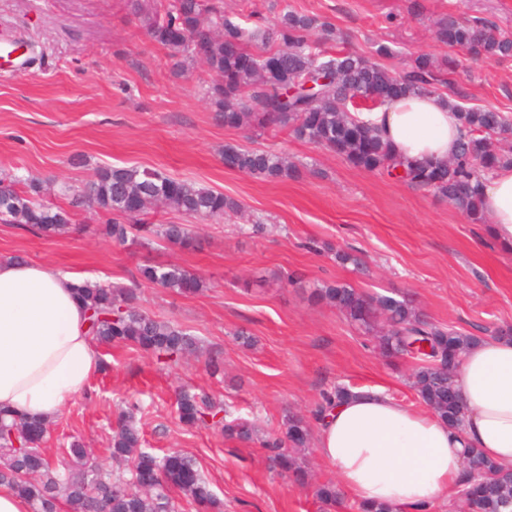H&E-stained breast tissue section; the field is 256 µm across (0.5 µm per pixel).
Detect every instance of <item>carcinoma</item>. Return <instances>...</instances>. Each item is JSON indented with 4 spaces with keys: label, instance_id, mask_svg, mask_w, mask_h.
I'll return each mask as SVG.
<instances>
[{
    "label": "carcinoma",
    "instance_id": "carcinoma-1",
    "mask_svg": "<svg viewBox=\"0 0 512 512\" xmlns=\"http://www.w3.org/2000/svg\"><path fill=\"white\" fill-rule=\"evenodd\" d=\"M131 2L147 32L168 50L176 70L181 72L192 62L210 73L207 94L224 126L239 128L253 122L260 128L287 129L299 139L344 156L356 168L382 170L389 176L400 168L402 181L447 199L474 223L485 221L480 210L484 182L478 171L490 174L500 166H512V154L494 145V140L512 136L511 116L451 102L464 134L455 156L445 162L401 159L373 127L350 116L409 93H435L440 86L453 89L444 74L454 73V61L445 72L421 55L397 75L363 55L323 48V42L336 39L335 28L288 9L276 28L263 29L242 26L211 0H159L153 7L144 6L143 0ZM435 38L472 57L512 58V32L488 21L462 23L450 14L436 23ZM224 165L270 181L293 172V164L281 152L234 145L224 148ZM16 183L12 178L0 179L1 223L28 226L46 236L68 232L69 211L40 200V186L31 184L20 191ZM77 203L132 218L157 206L210 218L241 210L237 201L220 192L138 166L98 169ZM133 230L135 225L116 219L104 226L106 237L119 244L131 239ZM153 233L173 246L192 243L185 224H159ZM140 275L158 288L180 294L204 288L200 276L177 265L145 266ZM78 294L90 311V335L99 344L132 346L167 365L198 351L196 338L186 330L144 313L132 290L116 291L86 281ZM312 297L375 333L386 356L411 359L413 389L420 402L450 426L462 423L464 408L449 394L448 380L477 337L433 323L407 299L365 294L345 283L316 286ZM177 410L186 424L217 428L230 440L254 441L248 422L227 419L224 407L206 396L183 391ZM47 432L46 422L0 410V483L29 499L32 512H59L62 502L70 512H174L173 489L205 509L221 512L192 458L177 451L158 457L143 448L131 410L112 428L109 448L113 462L129 465L126 477L98 466L59 467L43 451ZM309 435L307 421L293 415L282 436L270 435L262 441L272 463L302 487L310 474L291 449L304 447ZM466 461L465 472L491 475L485 483L469 484V507L474 512H504V507L512 506V471L475 450ZM316 495L326 512L340 503L332 485L319 487Z\"/></svg>",
    "mask_w": 512,
    "mask_h": 512
}]
</instances>
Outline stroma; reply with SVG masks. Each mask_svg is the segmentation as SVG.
Returning a JSON list of instances; mask_svg holds the SVG:
<instances>
[{"label":"stroma","mask_w":512,"mask_h":512,"mask_svg":"<svg viewBox=\"0 0 512 512\" xmlns=\"http://www.w3.org/2000/svg\"><path fill=\"white\" fill-rule=\"evenodd\" d=\"M245 25H274L290 9L328 22L339 45L401 71L417 56L455 57L454 89L467 105L512 112V58L472 59L436 41L446 14L487 19L512 31V0H221ZM0 37L26 57L23 73L0 78V177L39 182L41 197L69 207L73 193L106 166H139L199 183L239 201L243 217L190 218L168 208L142 224H189L184 250L160 239L112 243L110 216L75 209L74 230L46 237L0 223V257L71 271L136 289L148 314L196 336L201 352L166 366L124 346H100L101 372L49 423L47 455L83 441L92 465L111 466L112 426L130 404L145 448L195 458L222 512H322L316 485L335 481L317 438L296 451L312 473L298 487L271 469L260 445L225 440L180 423V388L206 393L249 419L260 434H282L296 414L315 421L323 393L381 387L406 405L419 401L410 361L384 357L373 335L334 307L310 299L314 284L343 282L369 294L396 293L434 322L480 338L512 334V252L486 225L382 171L353 167L287 131L224 126L196 63L176 73L166 49L143 28L128 0H0ZM228 144L273 148L297 171L267 181L224 165ZM358 253L365 270L340 263ZM177 264L206 286L180 295L141 283L144 265ZM253 338L246 346L238 332ZM223 369L207 371L208 359Z\"/></svg>","instance_id":"35a3bbf8"}]
</instances>
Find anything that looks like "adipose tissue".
I'll return each instance as SVG.
<instances>
[{
    "label": "adipose tissue",
    "instance_id": "obj_1",
    "mask_svg": "<svg viewBox=\"0 0 512 512\" xmlns=\"http://www.w3.org/2000/svg\"><path fill=\"white\" fill-rule=\"evenodd\" d=\"M405 159L444 161L462 137L458 115L435 94L409 96L358 115ZM481 208L489 233L512 250V166L484 184ZM82 280L44 264L0 260V409L54 418L83 395L101 359L88 333ZM457 385L465 407L454 429L411 409L384 388L356 389L319 426L318 451L358 502L394 512H429L466 478L473 448L512 469V339L484 338L470 347Z\"/></svg>",
    "mask_w": 512,
    "mask_h": 512
}]
</instances>
